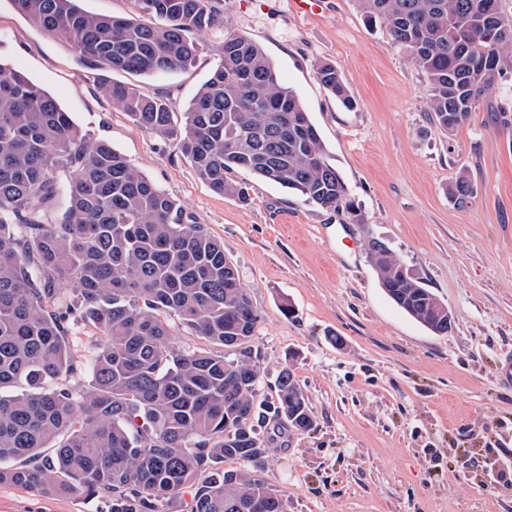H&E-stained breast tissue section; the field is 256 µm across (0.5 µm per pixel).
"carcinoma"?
Wrapping results in <instances>:
<instances>
[{
    "label": "carcinoma",
    "mask_w": 512,
    "mask_h": 512,
    "mask_svg": "<svg viewBox=\"0 0 512 512\" xmlns=\"http://www.w3.org/2000/svg\"><path fill=\"white\" fill-rule=\"evenodd\" d=\"M45 33L98 69L144 76L192 67L195 35L224 26L221 0H138V18L97 15L77 0H11ZM425 74L429 118L451 134L497 76L512 71V14L486 24L480 0H356ZM493 66L479 72L473 61ZM320 83L353 106L342 76ZM112 107L175 143L220 195L248 200V172L357 220L349 190L298 94L264 49L224 34L221 60L183 119L161 96L104 79ZM457 177L450 194L470 197ZM66 202L64 219L51 212ZM381 288L416 321L445 317L419 283L403 284L384 242H367ZM260 316L224 243L104 139L83 133L56 100L0 62V484L106 500L107 512H163L192 491L186 512H285L281 491L255 475L268 448L258 427L306 432L314 415L293 372L273 401H256ZM86 322L95 351L68 336ZM204 346L171 345L173 325ZM234 460L239 470L223 464Z\"/></svg>",
    "instance_id": "cac0c4a2"
}]
</instances>
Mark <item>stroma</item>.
<instances>
[{
    "mask_svg": "<svg viewBox=\"0 0 512 512\" xmlns=\"http://www.w3.org/2000/svg\"><path fill=\"white\" fill-rule=\"evenodd\" d=\"M223 7L224 26L200 35L193 67L121 81L185 112L219 63L225 33L247 36L299 95L359 222L245 172L235 178L248 202L213 193L171 141L113 109L98 91L99 70L9 0H0V62L223 241L260 315L258 398H275L288 364L315 415L306 432L261 430L269 452L258 476L281 490L285 512H512V383L500 379L512 358V73L449 135L428 119L423 73L356 0H327L312 18L288 0ZM321 62L336 65L353 109L321 85ZM462 173L474 193L459 203L448 187ZM372 236L448 307V333L388 298L367 255ZM103 508L0 485V512Z\"/></svg>",
    "mask_w": 512,
    "mask_h": 512,
    "instance_id": "35a3bbf8",
    "label": "stroma"
}]
</instances>
